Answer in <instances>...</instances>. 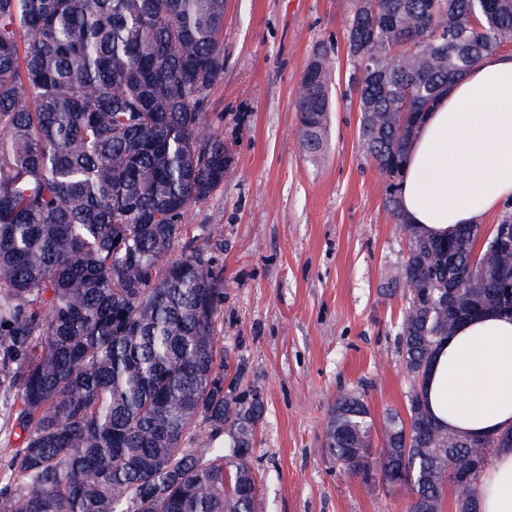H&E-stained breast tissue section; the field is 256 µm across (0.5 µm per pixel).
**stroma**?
<instances>
[{
    "label": "stroma",
    "instance_id": "stroma-1",
    "mask_svg": "<svg viewBox=\"0 0 512 512\" xmlns=\"http://www.w3.org/2000/svg\"><path fill=\"white\" fill-rule=\"evenodd\" d=\"M349 11V0H226L224 76L201 133L223 137L231 175L183 219L187 237L224 234L216 329L240 388L264 397L251 458L262 512L406 510L320 450L341 395L362 392L378 424L405 412L409 392L395 281L408 242L360 146ZM319 48L335 94L324 147L309 157L295 105Z\"/></svg>",
    "mask_w": 512,
    "mask_h": 512
}]
</instances>
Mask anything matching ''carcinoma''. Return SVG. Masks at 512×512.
<instances>
[{
	"mask_svg": "<svg viewBox=\"0 0 512 512\" xmlns=\"http://www.w3.org/2000/svg\"><path fill=\"white\" fill-rule=\"evenodd\" d=\"M224 5L0 0V427L19 440L0 461V512H257L264 403L224 386L222 231L172 257L185 211L228 171L224 139L197 136L224 74ZM510 40L512 0H351L360 144L397 221L428 107ZM301 83L300 147L316 154L333 106L324 54ZM404 230L397 346L412 423L388 414L373 451L369 407L349 392L324 447L366 481L404 469L406 512H427L448 461L466 470L474 449L433 420L419 376L462 322L503 311L512 249L478 248L477 224L445 240ZM478 481L456 490L455 512H477Z\"/></svg>",
	"mask_w": 512,
	"mask_h": 512,
	"instance_id": "1",
	"label": "carcinoma"
}]
</instances>
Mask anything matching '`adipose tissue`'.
<instances>
[{
    "label": "adipose tissue",
    "mask_w": 512,
    "mask_h": 512,
    "mask_svg": "<svg viewBox=\"0 0 512 512\" xmlns=\"http://www.w3.org/2000/svg\"><path fill=\"white\" fill-rule=\"evenodd\" d=\"M406 221L439 237L512 201V54L493 53L433 103L399 186ZM437 422L471 438L512 431V316L466 321L436 351L425 384ZM479 512H512V445L479 478Z\"/></svg>",
    "instance_id": "1"
}]
</instances>
